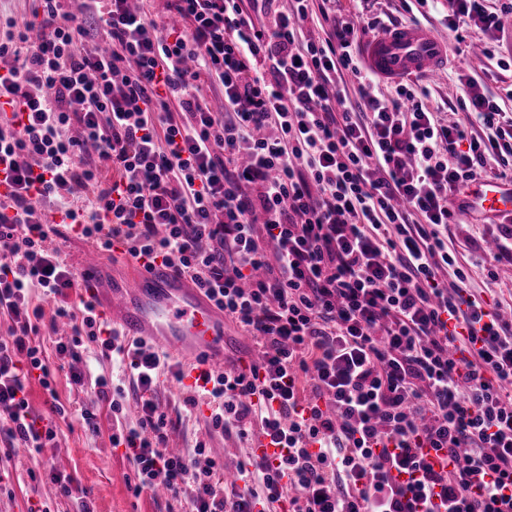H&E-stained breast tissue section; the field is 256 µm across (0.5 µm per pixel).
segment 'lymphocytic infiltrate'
<instances>
[{"label":"lymphocytic infiltrate","instance_id":"f902f5d3","mask_svg":"<svg viewBox=\"0 0 512 512\" xmlns=\"http://www.w3.org/2000/svg\"><path fill=\"white\" fill-rule=\"evenodd\" d=\"M272 2L166 0L178 22L163 29L130 0L0 16V58L14 60L0 72V438L54 441L67 409L35 339L65 320L58 356L89 340L116 371L73 365L68 379L94 391L88 430L111 411L134 494L165 488L181 512H512V321L448 246L449 195L492 165L512 181V114L471 77L483 137L445 124L410 79L351 99L348 79L371 77L363 41L391 20L337 13L313 40V0ZM486 2L448 0L449 31H498ZM72 235L173 266L251 337L257 361L188 387L182 409L209 407L228 438L269 437L273 455L248 453L229 482L204 442L169 451L154 387L183 372L72 301L75 273L52 245ZM470 261L496 282L512 225ZM33 379L48 414L31 412Z\"/></svg>","mask_w":512,"mask_h":512}]
</instances>
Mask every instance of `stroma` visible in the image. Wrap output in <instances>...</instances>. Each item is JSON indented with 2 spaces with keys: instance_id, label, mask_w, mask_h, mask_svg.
Wrapping results in <instances>:
<instances>
[{
  "instance_id": "1",
  "label": "stroma",
  "mask_w": 512,
  "mask_h": 512,
  "mask_svg": "<svg viewBox=\"0 0 512 512\" xmlns=\"http://www.w3.org/2000/svg\"><path fill=\"white\" fill-rule=\"evenodd\" d=\"M463 36L457 48L448 52V69L443 79L433 81L423 75L418 78L419 83L428 88L432 105L438 107L447 123L466 118L459 107L462 91L458 75L476 78L482 91L495 97L512 85V68L501 70L495 61L489 59L486 35L471 28L464 31ZM495 220V215L476 206L465 210L457 223L448 227V241L460 254V261L469 275V286L477 291L481 290L487 271L470 264L469 249L472 244L492 237L496 231ZM41 344L49 366L55 371L59 397L71 410L72 416L59 421L54 445L42 453L34 454L29 449L11 447L0 441V466L8 468L13 489L12 498L0 500V512H35L43 505L50 512H76L77 498L85 495L92 499L96 512H174L176 504L170 495L160 496L150 491L138 496L133 494L130 486L134 482V468L126 458L124 448L116 449L111 444V416L108 412H101L98 433L82 427L76 416L82 408L91 406L94 395L91 389L71 387L52 342L45 338ZM183 396V386L172 375L160 377L156 393L158 408L176 419L172 448H190L196 442H206L212 454L223 460L226 470H235L247 452L246 444L211 433L206 413L179 416L178 408ZM54 471L74 477L72 498L56 496L50 479Z\"/></svg>"
}]
</instances>
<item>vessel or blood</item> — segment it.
Masks as SVG:
<instances>
[{
    "mask_svg": "<svg viewBox=\"0 0 512 512\" xmlns=\"http://www.w3.org/2000/svg\"><path fill=\"white\" fill-rule=\"evenodd\" d=\"M363 57L368 69L383 79L397 81L414 73L437 79L444 74L448 43L434 30L406 23L366 40ZM475 196L489 211L512 217V187L489 181L477 187ZM82 266L87 296L99 301L113 327L143 341L148 350L201 360L191 378L206 371L222 373L231 361L249 363V338L229 335L223 311L175 268L136 261L126 269L113 268L107 280L92 248L86 250Z\"/></svg>",
    "mask_w": 512,
    "mask_h": 512,
    "instance_id": "b4317fda",
    "label": "vessel or blood"
}]
</instances>
